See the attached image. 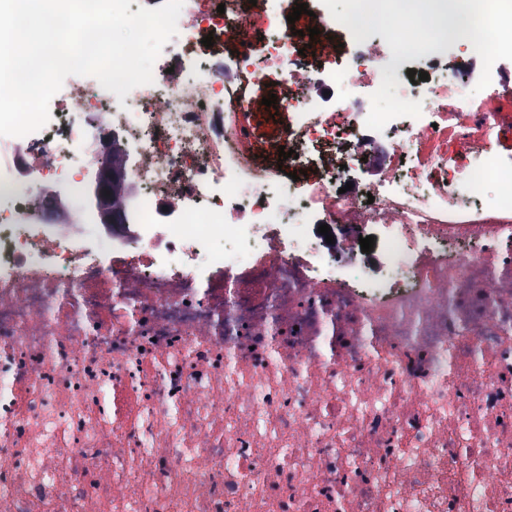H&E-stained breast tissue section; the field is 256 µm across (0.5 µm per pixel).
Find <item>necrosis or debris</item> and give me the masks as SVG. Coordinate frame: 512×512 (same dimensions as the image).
Here are the masks:
<instances>
[{
    "label": "necrosis or debris",
    "instance_id": "necrosis-or-debris-1",
    "mask_svg": "<svg viewBox=\"0 0 512 512\" xmlns=\"http://www.w3.org/2000/svg\"><path fill=\"white\" fill-rule=\"evenodd\" d=\"M474 4L511 45L512 0ZM252 16L184 0L191 64L120 104L71 86L44 128L0 136V512H512V160L491 147L512 115H448L459 69L393 79L428 41L385 71L302 73L283 16L262 41ZM271 67L293 88L287 165L317 180L263 163L242 121ZM318 83L345 108L310 99ZM390 132L367 196L338 193L341 164ZM115 135L129 189L104 255L68 230L95 215L69 197ZM323 223L346 267L298 237Z\"/></svg>",
    "mask_w": 512,
    "mask_h": 512
}]
</instances>
